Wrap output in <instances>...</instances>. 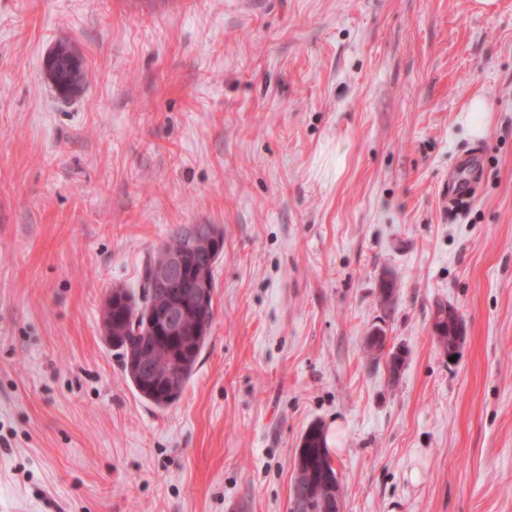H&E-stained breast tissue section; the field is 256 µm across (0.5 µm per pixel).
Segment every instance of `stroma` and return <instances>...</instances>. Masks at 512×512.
Segmentation results:
<instances>
[{"label":"stroma","instance_id":"35a3bbf8","mask_svg":"<svg viewBox=\"0 0 512 512\" xmlns=\"http://www.w3.org/2000/svg\"><path fill=\"white\" fill-rule=\"evenodd\" d=\"M183 224L224 250L162 410L103 302ZM313 424L344 512H512V0H0V512H288ZM63 67L67 66H60L55 72L49 73L46 77L47 81L51 84L53 89H55L60 96L66 98L65 96H69L71 94V88H61L62 94L65 95L63 96L58 92V89L60 87L59 83H65L68 85H80L82 90L85 83L86 73L85 69L77 65L74 68L68 67L66 70H63ZM490 107L487 100L482 96H475L465 110L463 119L469 136L473 140L485 137L488 128V113Z\"/></svg>","mask_w":512,"mask_h":512}]
</instances>
